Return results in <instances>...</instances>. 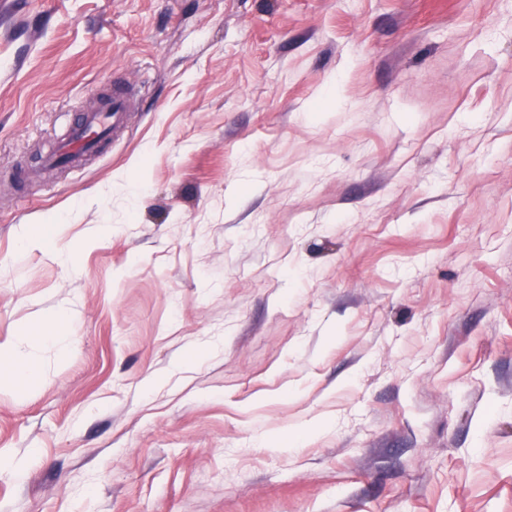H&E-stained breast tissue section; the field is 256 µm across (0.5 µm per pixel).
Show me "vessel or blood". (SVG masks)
Here are the masks:
<instances>
[{"label": "vessel or blood", "instance_id": "1", "mask_svg": "<svg viewBox=\"0 0 512 512\" xmlns=\"http://www.w3.org/2000/svg\"><path fill=\"white\" fill-rule=\"evenodd\" d=\"M134 99L130 90L114 89L106 106L99 111L86 113L74 128L68 140L51 156L54 165L74 163L108 139L117 130L129 112Z\"/></svg>", "mask_w": 512, "mask_h": 512}]
</instances>
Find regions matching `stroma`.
Masks as SVG:
<instances>
[{"mask_svg": "<svg viewBox=\"0 0 512 512\" xmlns=\"http://www.w3.org/2000/svg\"><path fill=\"white\" fill-rule=\"evenodd\" d=\"M0 345V512H512V0H0ZM134 102L130 90L113 89L106 106L98 112L86 113L68 140L49 158V162L52 165L78 162L87 153L98 148L101 142L120 127L125 113L129 112ZM1 369L7 365V373L14 383L20 386H30L37 380L39 366L33 358H17L10 351L1 349Z\"/></svg>", "mask_w": 512, "mask_h": 512, "instance_id": "obj_1", "label": "stroma"}]
</instances>
